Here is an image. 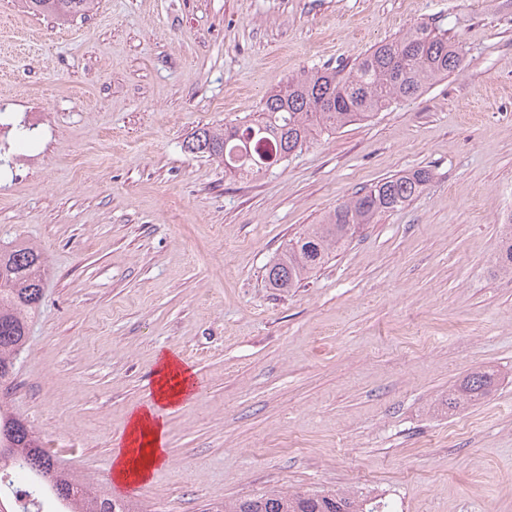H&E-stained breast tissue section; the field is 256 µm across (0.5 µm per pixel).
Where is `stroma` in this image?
<instances>
[{"label": "stroma", "instance_id": "stroma-1", "mask_svg": "<svg viewBox=\"0 0 512 512\" xmlns=\"http://www.w3.org/2000/svg\"><path fill=\"white\" fill-rule=\"evenodd\" d=\"M425 22L460 71L258 178L188 153L311 68ZM0 247L48 274L9 389L84 487L139 512H203L271 489L371 493L393 512H512V0H91L61 23L0 0ZM427 169L314 276L266 265L355 190ZM193 400L165 461L115 480L162 352ZM491 393L443 402L475 370ZM505 227L502 233L499 249L496 257V263L499 270L511 275L512 274V214L510 213L507 221L504 222Z\"/></svg>", "mask_w": 512, "mask_h": 512}]
</instances>
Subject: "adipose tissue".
<instances>
[{"instance_id": "1", "label": "adipose tissue", "mask_w": 512, "mask_h": 512, "mask_svg": "<svg viewBox=\"0 0 512 512\" xmlns=\"http://www.w3.org/2000/svg\"><path fill=\"white\" fill-rule=\"evenodd\" d=\"M195 388L190 368L170 353L160 355L153 381L154 402L133 411L122 446L114 455L117 481L141 483L151 476L164 457L162 411L190 401Z\"/></svg>"}]
</instances>
